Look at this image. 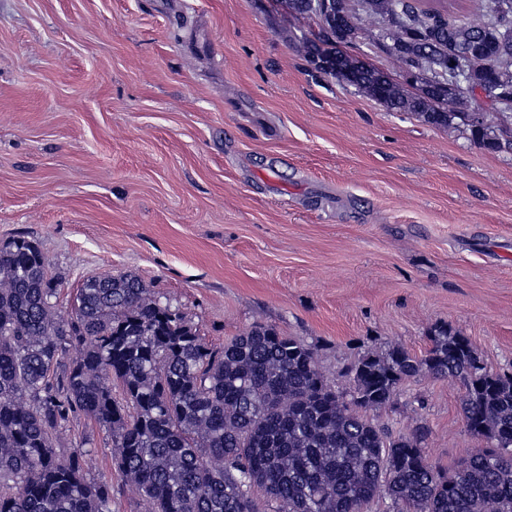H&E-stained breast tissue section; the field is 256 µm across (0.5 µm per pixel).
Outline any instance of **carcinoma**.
Listing matches in <instances>:
<instances>
[{"label": "carcinoma", "instance_id": "1", "mask_svg": "<svg viewBox=\"0 0 512 512\" xmlns=\"http://www.w3.org/2000/svg\"><path fill=\"white\" fill-rule=\"evenodd\" d=\"M294 5L320 20L307 58L331 75L318 63L330 22L309 0ZM483 8V23L462 24L420 0H336L350 34L379 29L377 48L404 80L370 66L355 86L511 152L512 0ZM471 49L506 58L484 75L495 112L476 114L465 89L446 88L449 58ZM59 294L37 243H0V512H112V475L89 472L91 438L57 452L80 417L112 433V463L149 512H258L257 488L273 512H364L383 497L392 512H512V375L487 371L459 331L435 327L421 357L397 345L362 357L347 393L312 346L271 326L207 344L179 306L132 274L85 279L65 314ZM423 374L460 383L468 431L489 443L448 471L429 462L422 435H394L361 414Z\"/></svg>", "mask_w": 512, "mask_h": 512}]
</instances>
